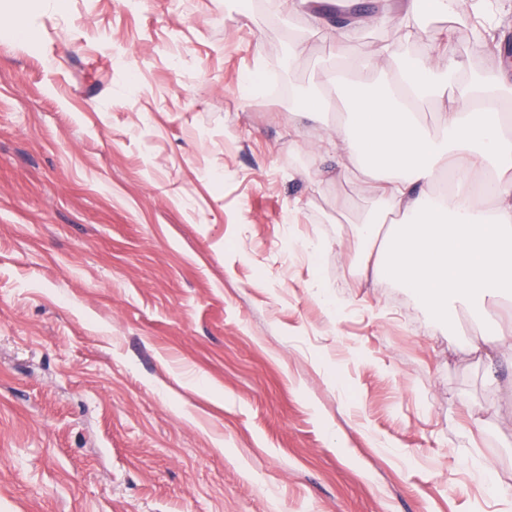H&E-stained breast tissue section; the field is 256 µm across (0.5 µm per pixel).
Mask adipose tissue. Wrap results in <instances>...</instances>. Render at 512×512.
I'll return each instance as SVG.
<instances>
[{"instance_id": "obj_1", "label": "adipose tissue", "mask_w": 512, "mask_h": 512, "mask_svg": "<svg viewBox=\"0 0 512 512\" xmlns=\"http://www.w3.org/2000/svg\"><path fill=\"white\" fill-rule=\"evenodd\" d=\"M354 68L347 120L312 140L318 153L366 161L375 207L354 232L350 266L406 288L443 324L466 310L483 326L467 346L486 360V385L499 387L498 366H512V325L501 321L512 299V126L495 106L512 74L465 75L445 28L424 57L382 46ZM424 99L443 108L434 136L418 120Z\"/></svg>"}]
</instances>
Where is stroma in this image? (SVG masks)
<instances>
[{
  "label": "stroma",
  "instance_id": "35a3bbf8",
  "mask_svg": "<svg viewBox=\"0 0 512 512\" xmlns=\"http://www.w3.org/2000/svg\"><path fill=\"white\" fill-rule=\"evenodd\" d=\"M319 2L0 0V512H512L475 323L350 271L373 201L303 139L405 0L318 34ZM447 25L503 71L512 0L496 47Z\"/></svg>",
  "mask_w": 512,
  "mask_h": 512
}]
</instances>
